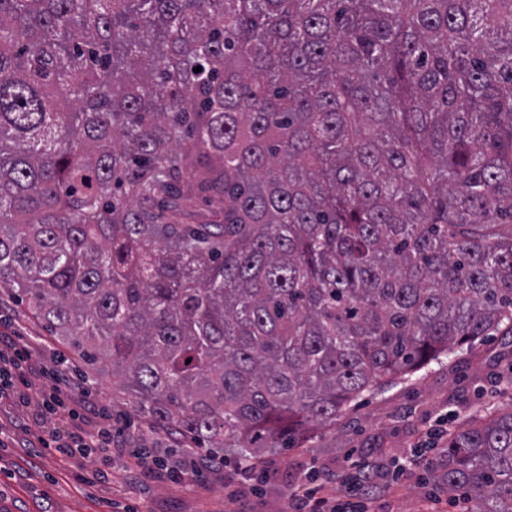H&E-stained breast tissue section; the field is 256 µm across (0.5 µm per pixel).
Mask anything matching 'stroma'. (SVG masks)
I'll list each match as a JSON object with an SVG mask.
<instances>
[{
	"label": "stroma",
	"mask_w": 512,
	"mask_h": 512,
	"mask_svg": "<svg viewBox=\"0 0 512 512\" xmlns=\"http://www.w3.org/2000/svg\"><path fill=\"white\" fill-rule=\"evenodd\" d=\"M0 319L10 322L14 343L32 348L45 362L68 358V350L46 329L25 317L10 296L0 297ZM512 335L494 334L467 350L383 384L353 402L334 427L299 425L290 448H275L255 460L243 480L233 455L222 472L190 474L189 456L177 436L140 423L112 400V378L99 376L100 404L112 414V465L79 461L42 448L38 437L63 428L64 418L36 417L15 400L0 401V512H230L229 492L243 494L252 512H285L297 477L317 476L324 497L344 502L343 476L368 461L380 468L387 491L377 512H427L440 497L450 512L456 497L432 479L444 448L423 451L428 431L451 430L495 409L512 408ZM159 457L162 468L142 474L136 450Z\"/></svg>",
	"instance_id": "1"
}]
</instances>
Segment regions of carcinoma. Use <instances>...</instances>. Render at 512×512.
<instances>
[{
    "label": "carcinoma",
    "instance_id": "carcinoma-1",
    "mask_svg": "<svg viewBox=\"0 0 512 512\" xmlns=\"http://www.w3.org/2000/svg\"><path fill=\"white\" fill-rule=\"evenodd\" d=\"M2 286L244 461L512 333V0H0ZM435 478L512 512V409Z\"/></svg>",
    "mask_w": 512,
    "mask_h": 512
}]
</instances>
